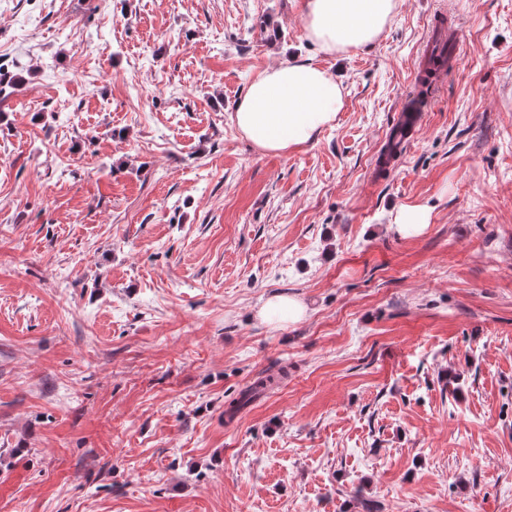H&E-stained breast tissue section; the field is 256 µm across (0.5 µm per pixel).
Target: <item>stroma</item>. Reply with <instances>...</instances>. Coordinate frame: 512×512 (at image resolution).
<instances>
[{
    "label": "stroma",
    "mask_w": 512,
    "mask_h": 512,
    "mask_svg": "<svg viewBox=\"0 0 512 512\" xmlns=\"http://www.w3.org/2000/svg\"><path fill=\"white\" fill-rule=\"evenodd\" d=\"M292 58L344 107L264 151L231 116ZM0 60V512H512V0H401L332 56L298 0H0ZM432 40L430 48L435 49L437 54L442 51H447L450 63L454 62L458 41L459 33L456 27L449 24L445 15H433L432 25ZM429 218L428 209L422 205H402L392 214L390 228L402 237H415L429 224ZM306 306L296 297L274 295L259 308L258 316L269 324L291 323L301 320ZM268 389L269 387L264 383V380L257 379L239 394V397L230 404L226 413L229 417H234L243 407L248 405L255 396L265 393Z\"/></svg>",
    "instance_id": "1"
}]
</instances>
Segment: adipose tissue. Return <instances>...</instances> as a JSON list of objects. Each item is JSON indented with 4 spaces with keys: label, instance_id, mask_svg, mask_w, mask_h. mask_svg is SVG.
<instances>
[{
    "label": "adipose tissue",
    "instance_id": "obj_1",
    "mask_svg": "<svg viewBox=\"0 0 512 512\" xmlns=\"http://www.w3.org/2000/svg\"><path fill=\"white\" fill-rule=\"evenodd\" d=\"M398 0H303L305 36L327 54L366 46L384 31ZM343 107L339 82L314 60L259 72L233 113L243 136L272 152L311 141Z\"/></svg>",
    "mask_w": 512,
    "mask_h": 512
}]
</instances>
